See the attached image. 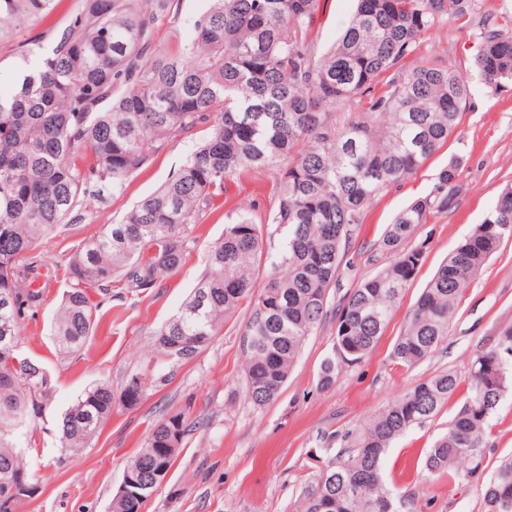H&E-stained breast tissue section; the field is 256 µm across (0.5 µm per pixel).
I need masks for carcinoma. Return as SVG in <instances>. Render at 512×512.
<instances>
[{
    "mask_svg": "<svg viewBox=\"0 0 512 512\" xmlns=\"http://www.w3.org/2000/svg\"><path fill=\"white\" fill-rule=\"evenodd\" d=\"M58 2L0 0V45L14 43ZM172 3L78 0L51 48L23 46L36 61L12 92L0 94V512H18L25 495L12 488L20 480L41 483L24 462L31 446L16 437L37 427L52 395L46 369L18 349L20 321L38 312L41 280L50 275L39 261L19 258L80 204L121 191L154 154L197 128L207 131L157 191L74 255L52 324L68 353L79 351L99 322L89 289L106 296L116 284L154 287L185 262L193 229L213 212L225 180L252 171L272 175L276 198L265 224L286 231L281 274L254 294L255 266L273 233L237 215L209 249L208 271L154 340L160 355L189 362L224 318L248 303L245 395L264 406L278 397L326 315L365 208L447 143L470 105L469 78L449 61L419 54L424 35L475 28L478 79L491 92L512 84V18L486 11L484 0H356L341 35L324 50L311 39L320 0H210L190 37L166 52L154 34ZM462 164L451 159L434 189L387 225L379 247L389 261L336 308L321 387L333 385L343 365L367 356L384 334L422 264V250L406 244L418 225L454 206ZM509 237L511 185L419 295L393 345L394 362L412 367L435 352L466 289ZM133 383L131 377L117 392L96 382L74 400L58 422V462L90 447L115 405L141 402L146 379L135 389ZM461 383L453 371L435 373L346 436V445L324 460L326 474L305 491L302 512H404L405 501L383 485L381 458L395 438L435 416ZM509 395L512 326L473 359L466 395L427 453L428 474L483 475L489 422ZM186 428L181 411L154 426L124 469L132 494L113 496L110 512H141L151 496L143 482L159 467L170 470ZM483 502L485 512H512V456L494 467Z\"/></svg>",
    "mask_w": 512,
    "mask_h": 512,
    "instance_id": "cac0c4a2",
    "label": "carcinoma"
}]
</instances>
